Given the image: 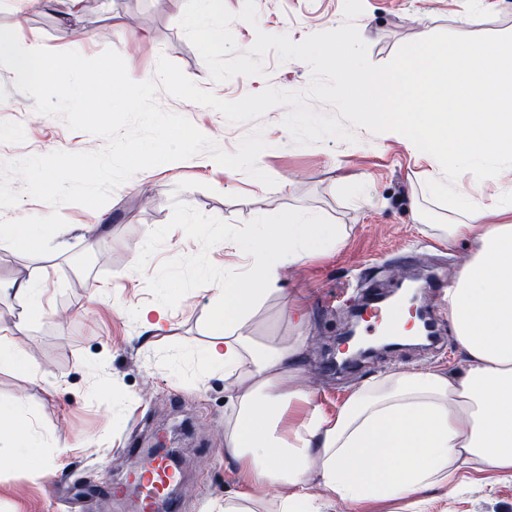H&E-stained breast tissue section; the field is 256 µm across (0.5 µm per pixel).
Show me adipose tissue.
Returning a JSON list of instances; mask_svg holds the SVG:
<instances>
[{
	"label": "adipose tissue",
	"instance_id": "ef3b65f1",
	"mask_svg": "<svg viewBox=\"0 0 512 512\" xmlns=\"http://www.w3.org/2000/svg\"><path fill=\"white\" fill-rule=\"evenodd\" d=\"M349 89L384 101L379 117L429 164L481 168L512 161V42L444 47L421 38L411 55L383 73H354ZM432 193H451L463 221L451 238L477 248L448 292L455 336L466 368L390 373L352 394L336 413L293 385L304 336L287 345L243 335L244 325L277 291L284 269L340 248L338 225L291 212L260 225L245 279L216 288L201 363L223 371L229 396L224 444L238 467L242 492L224 512H264L251 493L276 488V512H320L319 499L360 504L407 500L435 486H453L481 464L512 477V224L485 215L512 214V192L490 212L475 184L426 176Z\"/></svg>",
	"mask_w": 512,
	"mask_h": 512
}]
</instances>
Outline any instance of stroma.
<instances>
[{
  "mask_svg": "<svg viewBox=\"0 0 512 512\" xmlns=\"http://www.w3.org/2000/svg\"><path fill=\"white\" fill-rule=\"evenodd\" d=\"M186 0H81L74 16L26 0H0V27L21 45L75 50L94 57L105 49L124 59L131 79L156 77L159 57L192 76L201 88L234 101L266 86L301 91L311 81L307 64L279 62L268 53L260 76L214 82L179 25ZM257 22L234 21L240 50L257 32L299 42L346 21L344 0H256ZM376 65L429 31L438 44L512 41V0H363L354 20ZM0 65V162L55 151L90 152L106 141L67 127L58 116L35 112V100L15 86ZM158 104L189 119L209 139L235 152L255 126L266 149L258 166L277 182L266 188L247 172L225 174L205 153L142 170L118 187L95 234L89 208L66 204L67 225L46 255H27L0 243V338L26 357L22 368H0V409L15 428L0 432V512H131L128 495L108 500L101 485L128 484L135 449L163 429L180 440L183 455L178 496L183 512H222L240 486L225 451L224 373L204 371L199 356L208 343L204 326L214 290L242 275L251 263L248 243L256 225L281 223L291 211L318 214L342 225V248L313 255L285 270L280 291L244 328L248 335L284 345L304 334L299 387L322 410L335 412L359 388L396 371L463 369L467 355L454 337L446 303L426 298L440 323L442 349L382 351L337 377L327 365L353 305L354 276L370 288L395 287L408 267L432 266L457 280L476 244L443 240L442 228L459 215L451 200L427 192L428 164L394 133L354 131V142L335 138L299 145L282 120L287 107L258 122L231 124L216 110L158 92ZM477 184L484 203L512 189V163L460 172ZM149 273H141L137 258ZM44 276L48 313L13 335L27 304L7 283ZM168 305L164 329L147 330L141 309ZM306 313L304 331L288 314ZM422 512H512V480L486 471L451 488L418 493Z\"/></svg>",
  "mask_w": 512,
  "mask_h": 512,
  "instance_id": "35a3bbf8",
  "label": "stroma"
}]
</instances>
